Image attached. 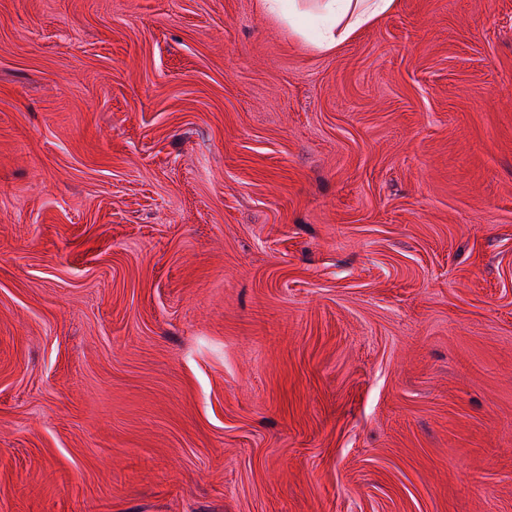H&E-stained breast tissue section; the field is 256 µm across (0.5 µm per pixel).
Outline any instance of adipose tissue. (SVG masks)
I'll return each instance as SVG.
<instances>
[{"label":"adipose tissue","instance_id":"ef3b65f1","mask_svg":"<svg viewBox=\"0 0 512 512\" xmlns=\"http://www.w3.org/2000/svg\"><path fill=\"white\" fill-rule=\"evenodd\" d=\"M394 0H316L310 22L318 47L332 49L362 26L384 17Z\"/></svg>","mask_w":512,"mask_h":512}]
</instances>
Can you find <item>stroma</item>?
I'll return each instance as SVG.
<instances>
[{"label": "stroma", "instance_id": "35a3bbf8", "mask_svg": "<svg viewBox=\"0 0 512 512\" xmlns=\"http://www.w3.org/2000/svg\"><path fill=\"white\" fill-rule=\"evenodd\" d=\"M0 512H512V0H0ZM309 21L317 30L316 45L326 50L345 41L362 26L384 17L394 0H314Z\"/></svg>", "mask_w": 512, "mask_h": 512}]
</instances>
